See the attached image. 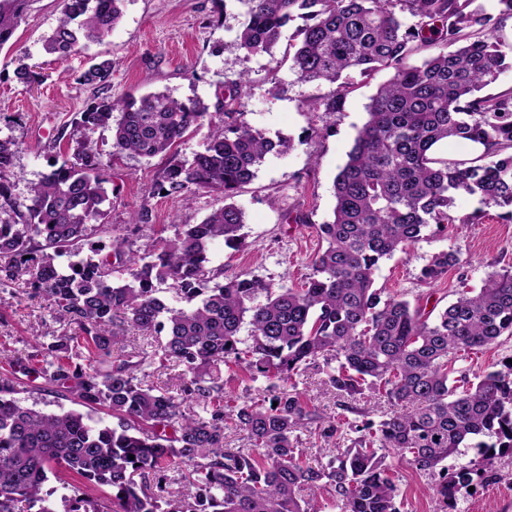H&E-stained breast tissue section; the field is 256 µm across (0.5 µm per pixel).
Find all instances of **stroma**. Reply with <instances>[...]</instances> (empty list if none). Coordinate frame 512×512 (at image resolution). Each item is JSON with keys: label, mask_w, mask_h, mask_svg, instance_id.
Masks as SVG:
<instances>
[{"label": "stroma", "mask_w": 512, "mask_h": 512, "mask_svg": "<svg viewBox=\"0 0 512 512\" xmlns=\"http://www.w3.org/2000/svg\"><path fill=\"white\" fill-rule=\"evenodd\" d=\"M59 15V0H32L16 32V50L0 52V137L19 145L9 172L17 194L26 196L49 171L57 156V137L111 146V130L70 124L72 115L94 95L93 87L80 79L92 59H111L113 97L165 91L179 99L202 98L214 112L227 98L232 82L244 74L248 82L233 109L267 137H290L298 145L288 153L266 156L235 199L245 215L241 245L231 248L218 241L211 254L215 263L223 265L225 276L244 271L274 289L300 285L311 274L312 260L323 246L318 226L329 219L334 205L333 178L367 118L370 97L387 80V71L367 78L352 75L343 111L316 112L313 101L331 95L335 87L300 81L292 70L289 55L295 25L284 28L273 55L229 50L245 19L241 0H125L122 20L112 33L62 65L42 50V38ZM20 50L41 66V82L26 86L15 80L13 60ZM163 167L158 158L127 156L107 172L110 187L120 192L108 222L114 236L128 238L134 248L160 237L174 238L184 225L200 223L224 204L223 195L216 192H199L187 199L155 192ZM143 207L150 220L132 229L130 216ZM478 207L477 197H458L459 223L426 236L410 254L399 252L384 260L374 275L375 288L384 296L440 310L460 286L479 287L488 273L512 267V223H499L492 210L482 223H464V216ZM450 247L460 252L461 264L435 284L420 281L421 267ZM61 331L42 296L19 281L0 286V372L12 373L14 357L30 354L35 340L51 341ZM323 378L322 371L309 370L297 377V388L324 421L336 424L341 447L351 445L357 427L379 425L390 414V405L373 390H365L363 398L349 406L327 390ZM378 454L398 488L397 512H512L511 455L500 457L491 477L474 481L473 491L458 495L446 507L429 492L438 474L416 470L397 451L382 448Z\"/></svg>", "instance_id": "stroma-1"}]
</instances>
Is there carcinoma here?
Here are the masks:
<instances>
[{
  "instance_id": "carcinoma-1",
  "label": "carcinoma",
  "mask_w": 512,
  "mask_h": 512,
  "mask_svg": "<svg viewBox=\"0 0 512 512\" xmlns=\"http://www.w3.org/2000/svg\"><path fill=\"white\" fill-rule=\"evenodd\" d=\"M124 2L60 0L44 51L63 62L103 40L121 21ZM243 2L246 18L230 48L247 55L273 56L282 28L303 19L292 69L304 82L338 84L315 102L318 112L341 110V79L391 70L333 178L332 217L319 225L326 247L299 287L273 290L247 273L224 278L223 267L211 266L210 251L218 239L235 246L243 238L244 212L232 199L267 154L289 151L293 142H274L244 122L225 128L200 98L154 92L114 99L104 92L110 59L83 72L99 93L72 124L111 129V151L88 140L66 144L62 162L21 200L8 177L18 144L0 137V283L23 280L66 326L18 362L42 379L40 391L56 395L62 386L72 401L103 405L118 420L110 426L77 410L26 406L14 397L13 381L1 377L0 512H311L310 501L326 487L343 512H396L397 487L377 449L407 451L417 470L433 473L473 442L479 469L444 473L434 486L445 503L478 471L512 454V363L474 381L452 377L470 353L512 336V270L489 273L480 288L458 293L436 315L384 299L374 287L380 264L431 229L478 223L487 209L512 223V89L482 93L512 68V42L497 36L498 18L478 0ZM29 3L0 0V49L13 46ZM423 51L422 62L411 63ZM27 59L17 55L14 75L31 85L42 74ZM205 124L212 130L204 150L179 157L178 142ZM458 140L488 150L472 159L435 155L438 144ZM123 155L166 160L151 191H218L224 206L141 253L101 243L82 255L90 225L112 232L105 224L112 208L106 169ZM462 194L480 197L484 209L456 217ZM459 264V251L442 250L422 267L420 280L436 282ZM169 279L190 306L158 297L157 284ZM262 292L266 301L254 303ZM115 326L144 343L114 353L121 341ZM244 327L247 341L240 338ZM330 353L337 366L326 372L327 382L336 394L355 401L367 385L393 411L378 428H363L328 465L312 466L302 460L294 432L313 424L328 443L337 427L322 425L296 389L278 383ZM156 363L182 368L178 393L148 383L143 366ZM229 365L271 382L269 397L224 403ZM228 428L244 432L248 447H224ZM171 471L181 472L192 491L170 489ZM63 472L111 488L110 509L76 492L57 510L56 489L44 486Z\"/></svg>"
}]
</instances>
